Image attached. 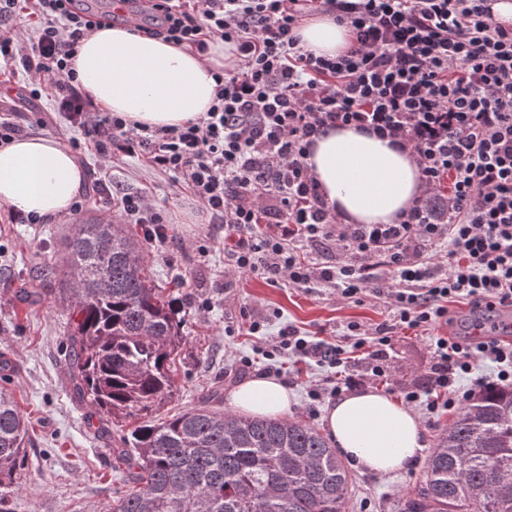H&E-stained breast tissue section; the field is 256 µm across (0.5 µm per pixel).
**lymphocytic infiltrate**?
<instances>
[{"mask_svg": "<svg viewBox=\"0 0 512 512\" xmlns=\"http://www.w3.org/2000/svg\"><path fill=\"white\" fill-rule=\"evenodd\" d=\"M97 2L0 0V65L22 66L31 97L52 87L100 157L141 158L186 186L224 239L225 276L329 287L389 308L375 327L348 324L347 350L284 326L265 360L334 368L309 392L320 401L387 379L398 332L413 330L429 333L434 364L421 386L403 390L406 403L457 410L474 389L512 387V335L467 332L512 310V19L495 14L497 0H129L122 16ZM27 10L38 26L24 39L11 20ZM315 11L349 28L346 51L330 58L301 46L299 25ZM107 19L201 52L216 39L233 43L237 66L216 74L202 117L128 125L82 96L72 67L80 40ZM335 127L409 151L424 197L391 224L339 220L308 164L316 138ZM443 186L438 214L426 195ZM102 193L125 223L147 225L150 246L166 247L167 219L147 196ZM318 252L332 264L313 261ZM351 350L366 354V373L350 371ZM480 360L495 364L493 376L461 388Z\"/></svg>", "mask_w": 512, "mask_h": 512, "instance_id": "f902f5d3", "label": "lymphocytic infiltrate"}]
</instances>
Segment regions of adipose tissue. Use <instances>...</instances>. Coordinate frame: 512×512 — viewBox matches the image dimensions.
I'll use <instances>...</instances> for the list:
<instances>
[{"instance_id": "1", "label": "adipose tissue", "mask_w": 512, "mask_h": 512, "mask_svg": "<svg viewBox=\"0 0 512 512\" xmlns=\"http://www.w3.org/2000/svg\"><path fill=\"white\" fill-rule=\"evenodd\" d=\"M302 46L333 56L349 42L346 26L314 15L299 29ZM231 45L216 40L200 53L182 45L104 25L84 38L72 67L83 95L108 112L149 127L179 125L207 112L214 73L232 67ZM312 174L347 224H389L407 211L422 187L408 152L376 135L334 128L317 139ZM85 187V174L70 149L51 136L23 137L0 145V204L49 220L68 213ZM237 412L285 417L293 402L278 378L260 376L230 391ZM339 451L364 472L404 470L425 448L416 414L389 396L366 388L330 405L324 415Z\"/></svg>"}]
</instances>
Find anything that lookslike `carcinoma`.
<instances>
[{"instance_id":"cac0c4a2","label":"carcinoma","mask_w":512,"mask_h":512,"mask_svg":"<svg viewBox=\"0 0 512 512\" xmlns=\"http://www.w3.org/2000/svg\"><path fill=\"white\" fill-rule=\"evenodd\" d=\"M145 239L90 218L66 239L55 289L72 310V394L99 416L100 437L128 489L112 512H348L353 479L325 437L300 421L244 417L205 400L117 440L112 423L174 395L172 365L187 337L176 299L154 284ZM27 421L0 390V512L26 456ZM402 512H512V388L484 390L431 449Z\"/></svg>"}]
</instances>
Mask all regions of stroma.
Here are the masks:
<instances>
[{
	"label": "stroma",
	"mask_w": 512,
	"mask_h": 512,
	"mask_svg": "<svg viewBox=\"0 0 512 512\" xmlns=\"http://www.w3.org/2000/svg\"><path fill=\"white\" fill-rule=\"evenodd\" d=\"M26 81V75L15 74L0 84V100L16 112L17 123L27 126L32 136L51 135L67 145L82 141L80 131L57 118L52 92L29 98ZM76 156L87 174L81 215L15 224L8 206L0 204V352L14 362L7 389L30 421L26 460L11 488L14 512H106L124 489L123 475L113 470L111 451L98 435V418L71 394L66 347L72 320L43 275L47 267L62 264L64 239L72 225L84 217L102 216L94 190L97 181L114 180L146 192L169 222L164 252L150 247L146 258L155 283L179 300L187 343L174 366L175 394L150 411V418L163 419L193 407L212 389L224 394L234 389L224 368L257 345V338L247 332L250 316L267 317L273 335L291 325L336 344L348 323L368 327L389 315L382 302L370 297L344 301L330 288L309 293L248 276L225 285L224 251L209 243L207 219L189 192L133 157L120 155L106 163L85 148ZM204 244L211 247L205 259L198 254ZM20 287L36 292L38 302L22 301L15 294ZM205 300L212 305L207 312L199 309ZM433 363L426 334H400L390 352L389 379L375 389L399 398L402 388L423 382ZM329 373V368L313 363L289 362L282 367L280 378L294 401L293 420L322 428L327 405L311 404L307 390L323 383ZM312 406L318 411L314 418L308 413ZM426 463L422 457L410 468L382 475L354 471L349 512H401L406 497L422 480Z\"/></svg>",
	"instance_id": "1"
}]
</instances>
